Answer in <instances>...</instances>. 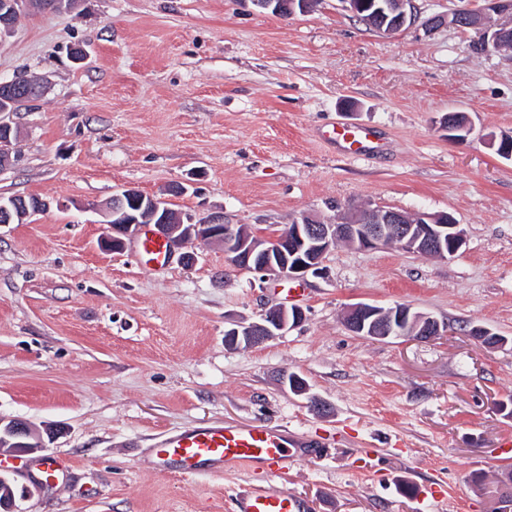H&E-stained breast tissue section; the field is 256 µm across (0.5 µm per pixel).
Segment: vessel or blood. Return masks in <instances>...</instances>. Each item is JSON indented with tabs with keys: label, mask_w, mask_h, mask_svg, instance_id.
<instances>
[{
	"label": "vessel or blood",
	"mask_w": 512,
	"mask_h": 512,
	"mask_svg": "<svg viewBox=\"0 0 512 512\" xmlns=\"http://www.w3.org/2000/svg\"><path fill=\"white\" fill-rule=\"evenodd\" d=\"M344 150L354 155L365 154L370 131L333 128L329 134ZM170 255L167 240L152 227H144L135 243V259L154 269H163ZM304 441L289 437L287 430L262 424L224 423L192 425L159 437L151 448L147 462L162 473L196 476L225 469L250 470L264 468L282 473L289 462L304 458ZM68 469L67 461L49 455L39 462L41 481H56ZM235 512H307V503L279 485H251L235 497Z\"/></svg>",
	"instance_id": "vessel-or-blood-1"
}]
</instances>
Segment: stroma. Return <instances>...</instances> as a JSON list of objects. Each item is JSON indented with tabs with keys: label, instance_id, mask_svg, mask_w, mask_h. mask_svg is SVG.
I'll use <instances>...</instances> for the list:
<instances>
[{
	"label": "stroma",
	"instance_id": "35a3bbf8",
	"mask_svg": "<svg viewBox=\"0 0 512 512\" xmlns=\"http://www.w3.org/2000/svg\"><path fill=\"white\" fill-rule=\"evenodd\" d=\"M415 4L418 22L384 33L342 0L290 18L250 0H81L26 13L0 38V79L45 86L11 117L19 160L0 170V198L49 204L0 225V419L61 426L46 451L71 463L52 486L23 479L20 512H232L264 471L181 476L145 462L160 435L224 421L320 443L281 478L310 512H498L512 486V162L483 137L512 133V51L422 27L467 0ZM451 112L472 117L467 141L441 128ZM343 125L381 149L356 157L328 142ZM176 183L172 209L220 212L257 235L353 206L450 213L466 244L446 260L338 245L326 276L303 283L302 323L232 348L225 330L281 304L284 280L236 269L219 245L159 271L101 248L115 190ZM357 303L407 304L448 333L358 336L344 323ZM475 327L506 344L486 346Z\"/></svg>",
	"mask_w": 512,
	"mask_h": 512
}]
</instances>
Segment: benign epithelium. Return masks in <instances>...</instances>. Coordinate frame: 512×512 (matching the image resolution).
Wrapping results in <instances>:
<instances>
[{
	"label": "benign epithelium",
	"mask_w": 512,
	"mask_h": 512,
	"mask_svg": "<svg viewBox=\"0 0 512 512\" xmlns=\"http://www.w3.org/2000/svg\"><path fill=\"white\" fill-rule=\"evenodd\" d=\"M80 0H3L0 4V37L10 33L18 17L35 8L41 11L70 12ZM260 10H270L283 15L308 13L314 0H250ZM355 17L366 21L378 31L393 32L415 17V0H340ZM484 6L477 10H464L450 16H433L424 22L432 30L443 24L473 29L481 33L484 49L500 51L512 34V0H482ZM496 13L502 17L495 26H488V16ZM41 94V81L28 77L0 80V112H12L20 103H27ZM448 138L466 141L474 132L472 120L463 112L448 114L445 121ZM16 131L10 123L0 120V169L13 165L11 145ZM485 143L494 148L505 160H512V135L490 133ZM49 208V204L36 198L0 205V224L21 222L24 218ZM103 210L110 224L112 235L104 241V248L114 253L124 250L125 238L136 234L145 224H153L170 242L181 247L187 244L224 245V253L233 266L241 271L263 276L304 280L324 271L327 254L343 243L361 250L395 245L400 249L420 255L446 260L455 256L465 245L464 229L448 213L425 212L409 214L399 210L357 208L336 217V223L326 224L308 215L293 220L290 229L275 237H259L246 228L224 220V213L214 212L198 219L184 217L169 207L168 199L146 195L128 188L112 196ZM304 319L298 306H274L266 310L259 321L236 326L224 332L231 346L244 344L252 347L282 334ZM350 332L374 339L394 336L428 341L448 332V325L436 318L416 312L407 304L396 303L390 307L359 303L346 313ZM285 382L292 391L308 396L313 409L329 412L328 405L309 394V386L295 374H285ZM10 436L18 442L12 448L0 447V456L12 457L16 453L34 454L43 450L40 432L29 423L14 420L8 426ZM0 491L11 509H16V498L26 497L28 490L16 492L14 480L0 474Z\"/></svg>",
	"instance_id": "benign-epithelium-1"
}]
</instances>
